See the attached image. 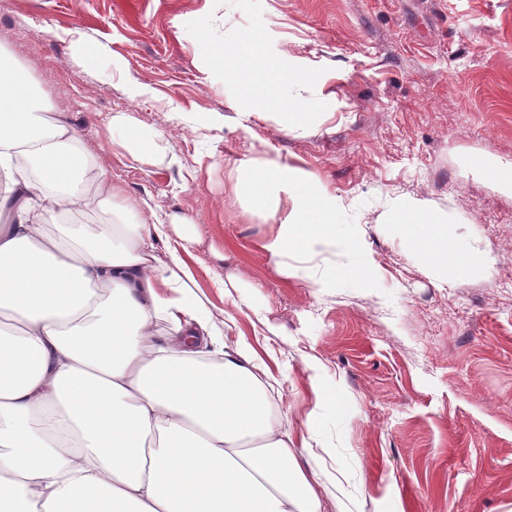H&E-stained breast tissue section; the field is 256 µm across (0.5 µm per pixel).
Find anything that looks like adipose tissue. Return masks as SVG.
Masks as SVG:
<instances>
[{
	"label": "adipose tissue",
	"instance_id": "ef3b65f1",
	"mask_svg": "<svg viewBox=\"0 0 512 512\" xmlns=\"http://www.w3.org/2000/svg\"><path fill=\"white\" fill-rule=\"evenodd\" d=\"M261 42L244 31L235 50L209 52L246 104L307 126L305 70L262 60ZM109 131L141 165L178 162L132 113H114ZM92 168L79 132L0 50V214L15 217L0 225V512H323L265 367L247 341L226 351L223 318L193 291V222H76L115 195L103 177L85 192ZM244 183L257 211L276 193L291 202L274 258L337 253L362 271L361 244L319 184L275 163ZM395 213L436 274L476 261L427 202Z\"/></svg>",
	"mask_w": 512,
	"mask_h": 512
}]
</instances>
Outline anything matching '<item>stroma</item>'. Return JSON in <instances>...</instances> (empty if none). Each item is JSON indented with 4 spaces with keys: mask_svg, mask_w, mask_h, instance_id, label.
Segmentation results:
<instances>
[{
    "mask_svg": "<svg viewBox=\"0 0 512 512\" xmlns=\"http://www.w3.org/2000/svg\"><path fill=\"white\" fill-rule=\"evenodd\" d=\"M263 37L312 78L307 129L247 113L199 36ZM86 38L99 68L75 56ZM11 53L143 217L193 222L200 299L266 364L276 415L325 512H512V196L474 159L512 162V0H0ZM131 112L177 165L113 148ZM300 170L345 207L363 273L315 281L267 244L291 210H252L243 165ZM417 198L480 262L440 282L390 224ZM263 306L268 334L249 302ZM267 324V325H268Z\"/></svg>",
    "mask_w": 512,
    "mask_h": 512,
    "instance_id": "35a3bbf8",
    "label": "stroma"
}]
</instances>
